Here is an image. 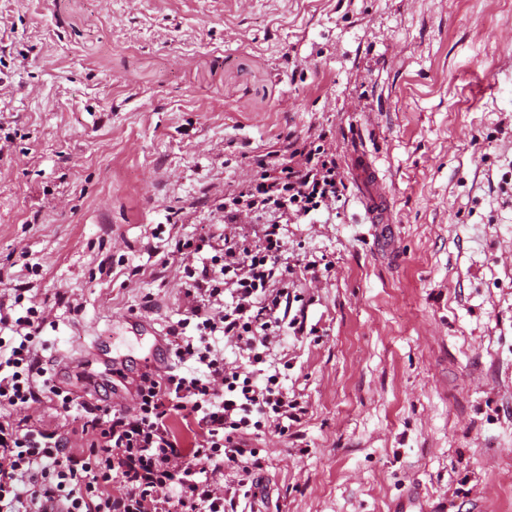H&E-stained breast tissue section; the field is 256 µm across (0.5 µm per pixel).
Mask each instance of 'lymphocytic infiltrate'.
I'll return each mask as SVG.
<instances>
[{"instance_id": "f902f5d3", "label": "lymphocytic infiltrate", "mask_w": 512, "mask_h": 512, "mask_svg": "<svg viewBox=\"0 0 512 512\" xmlns=\"http://www.w3.org/2000/svg\"><path fill=\"white\" fill-rule=\"evenodd\" d=\"M345 189L336 156L324 138L289 139L257 161L253 178L224 196V221L253 213L261 228L255 237L232 230L216 238L176 243L188 256L210 248L209 264L184 265L185 318L169 325L173 366L140 376L134 410L76 403L72 392L45 378L39 336L45 318L37 306L12 317L0 301V330L18 335V344L0 337V512H240L248 478L263 468L246 436L268 423L300 422L305 409L289 399L276 376L256 384L228 366L214 340L225 336L245 352L251 367L266 361L270 337L289 327L303 333V317L290 316L282 230L339 200ZM196 336H187L188 327ZM188 362L198 373H179ZM56 403L79 417L67 428H42L13 410ZM186 435H178L173 420ZM80 437L82 447L71 445ZM244 476L216 492L225 469Z\"/></svg>"}]
</instances>
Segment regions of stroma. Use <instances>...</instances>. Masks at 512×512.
Here are the masks:
<instances>
[{
    "label": "stroma",
    "instance_id": "obj_1",
    "mask_svg": "<svg viewBox=\"0 0 512 512\" xmlns=\"http://www.w3.org/2000/svg\"><path fill=\"white\" fill-rule=\"evenodd\" d=\"M0 300L44 362L134 314L183 318L177 241L286 137L372 161L283 229L294 309L264 366L306 409L251 446L260 512H512V0H0ZM70 381L135 406L147 343ZM356 176L368 185L369 191L362 197V205L370 224H384L387 216L388 201L378 186V179L372 162L364 154H356L353 159Z\"/></svg>",
    "mask_w": 512,
    "mask_h": 512
}]
</instances>
